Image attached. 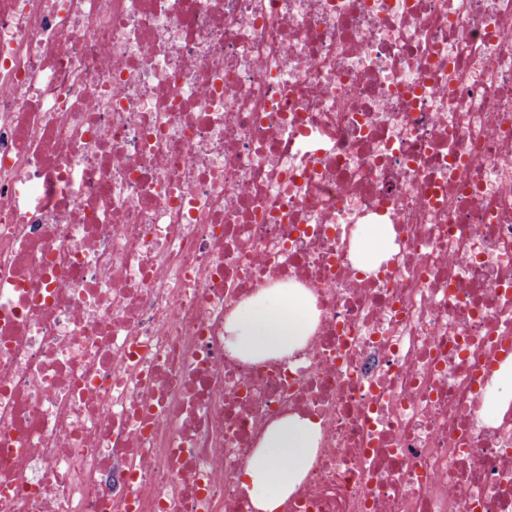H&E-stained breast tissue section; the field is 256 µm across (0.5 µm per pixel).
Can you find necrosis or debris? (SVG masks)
Returning a JSON list of instances; mask_svg holds the SVG:
<instances>
[{
	"mask_svg": "<svg viewBox=\"0 0 512 512\" xmlns=\"http://www.w3.org/2000/svg\"><path fill=\"white\" fill-rule=\"evenodd\" d=\"M508 360L512 0H0V512H254L295 413L281 512H512ZM358 234L362 244V262L368 269L373 260L386 253L390 232L387 224H364L358 227ZM315 310L302 288H263L224 320V347L245 361L284 358L305 345ZM493 388L487 400V410L498 412L512 400V364L503 365L493 377ZM319 439V424L308 416L287 415L269 425L242 476V487L256 512H280L304 480Z\"/></svg>",
	"mask_w": 512,
	"mask_h": 512,
	"instance_id": "4bbe7bcc",
	"label": "necrosis or debris"
}]
</instances>
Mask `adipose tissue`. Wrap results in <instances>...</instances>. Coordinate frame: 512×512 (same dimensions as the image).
I'll return each mask as SVG.
<instances>
[{"label": "adipose tissue", "mask_w": 512, "mask_h": 512, "mask_svg": "<svg viewBox=\"0 0 512 512\" xmlns=\"http://www.w3.org/2000/svg\"><path fill=\"white\" fill-rule=\"evenodd\" d=\"M314 324V306L304 289L264 288L225 318L224 346L245 361L284 358L305 345ZM319 439L318 423L307 416L292 414L269 425L242 476L255 512H279L304 480Z\"/></svg>", "instance_id": "1"}]
</instances>
